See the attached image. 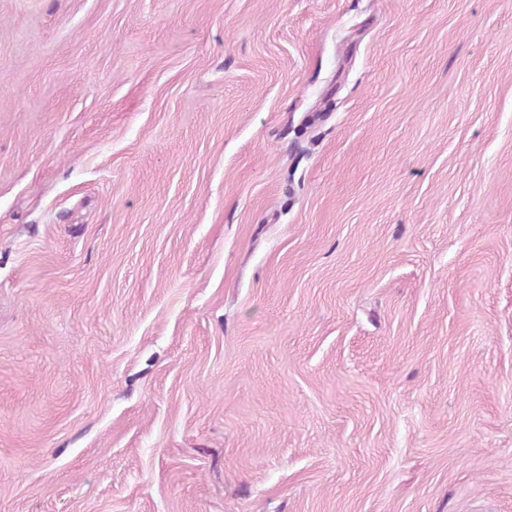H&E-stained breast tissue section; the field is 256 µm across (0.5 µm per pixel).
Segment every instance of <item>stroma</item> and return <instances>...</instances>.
<instances>
[{
    "label": "stroma",
    "instance_id": "35a3bbf8",
    "mask_svg": "<svg viewBox=\"0 0 512 512\" xmlns=\"http://www.w3.org/2000/svg\"><path fill=\"white\" fill-rule=\"evenodd\" d=\"M0 512H512V0H0Z\"/></svg>",
    "mask_w": 512,
    "mask_h": 512
}]
</instances>
